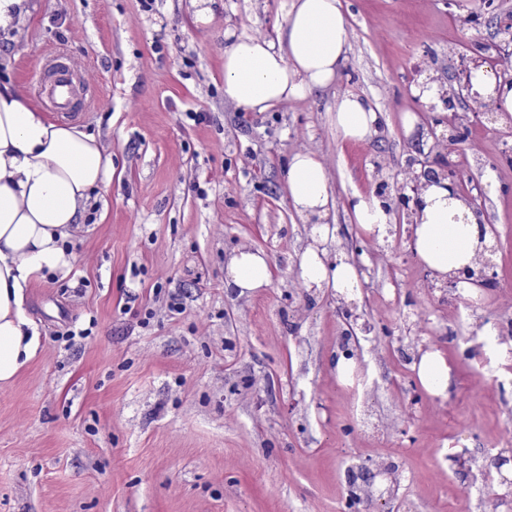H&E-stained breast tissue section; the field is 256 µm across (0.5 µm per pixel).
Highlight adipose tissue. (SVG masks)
<instances>
[{"label":"adipose tissue","mask_w":512,"mask_h":512,"mask_svg":"<svg viewBox=\"0 0 512 512\" xmlns=\"http://www.w3.org/2000/svg\"><path fill=\"white\" fill-rule=\"evenodd\" d=\"M286 20L271 37L239 36L224 49V97L246 112H266L328 88L352 48L341 0H286ZM475 100L496 98L512 116V85L490 63L472 68ZM378 114L366 97L339 96L334 123L344 140L363 142ZM297 215L311 224L312 244L299 272L310 288H330L338 299L357 297L359 281L346 255L330 252V185L323 162L310 150L292 154L285 172ZM112 182V154L99 134L49 117L12 80L0 81V384L11 383L37 354L41 335L25 308L32 279L69 271L73 238L93 192ZM353 215L362 229L383 239L392 226L386 202L357 196ZM409 245L434 285L455 281L465 301L482 297L480 260L492 244L458 188L444 177L423 179L410 216ZM263 250L241 247L224 265V286L246 294L271 283ZM422 387L448 397L451 368L441 351H419L414 364Z\"/></svg>","instance_id":"1"}]
</instances>
